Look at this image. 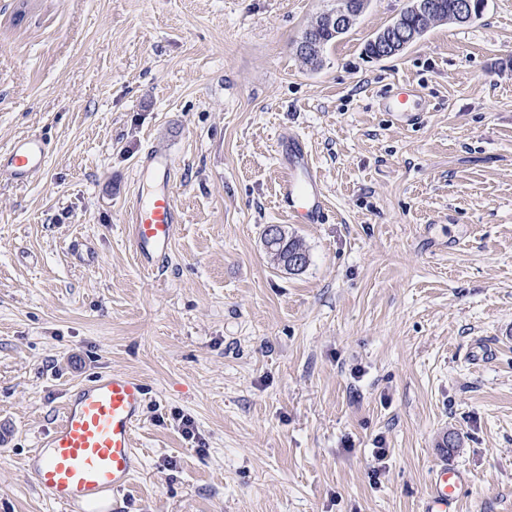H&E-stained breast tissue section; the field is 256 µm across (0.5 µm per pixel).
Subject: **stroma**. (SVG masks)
Returning <instances> with one entry per match:
<instances>
[{
	"label": "stroma",
	"instance_id": "stroma-1",
	"mask_svg": "<svg viewBox=\"0 0 512 512\" xmlns=\"http://www.w3.org/2000/svg\"><path fill=\"white\" fill-rule=\"evenodd\" d=\"M329 6L0 0V151L52 146L32 183L0 175V512H58L21 462L105 371L148 388L112 512H423L444 464L456 512H512V0L384 58L365 45L407 0H370L313 69ZM402 81L420 122L381 109ZM285 129L326 223L277 209ZM152 145L182 224L147 272L122 207ZM270 224L307 267H277Z\"/></svg>",
	"mask_w": 512,
	"mask_h": 512
}]
</instances>
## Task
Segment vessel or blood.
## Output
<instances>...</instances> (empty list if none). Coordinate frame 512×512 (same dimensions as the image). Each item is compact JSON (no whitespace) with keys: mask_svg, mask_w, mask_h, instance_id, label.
<instances>
[{"mask_svg":"<svg viewBox=\"0 0 512 512\" xmlns=\"http://www.w3.org/2000/svg\"><path fill=\"white\" fill-rule=\"evenodd\" d=\"M418 91L404 84L388 111L417 121L409 101ZM280 161L277 206L288 219L320 224L327 214L326 190L311 163L305 142L295 133L281 132L273 144ZM51 154L40 134L16 138L0 154V172L17 183H29L44 172ZM175 161L171 149L150 147L136 163V188L122 221L140 266L155 269L167 258L181 224L174 200ZM148 398L136 376L103 372L75 389L67 398L59 422L24 459L23 468L41 494L63 512H110L113 493L124 491L141 465L133 433ZM457 471L438 470L424 512H454Z\"/></svg>","mask_w":512,"mask_h":512,"instance_id":"vessel-or-blood-1","label":"vessel or blood"}]
</instances>
